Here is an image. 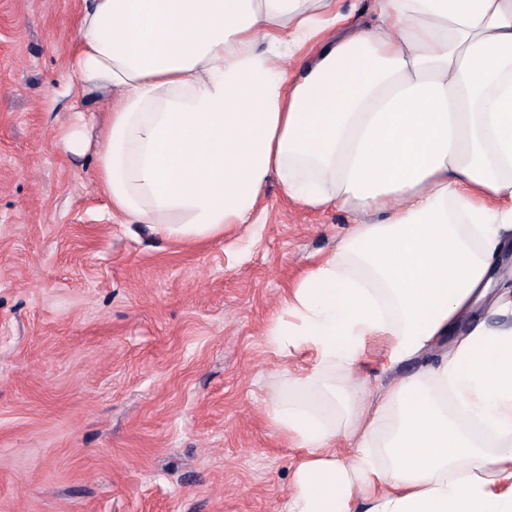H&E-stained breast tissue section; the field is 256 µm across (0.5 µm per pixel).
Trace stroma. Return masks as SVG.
I'll use <instances>...</instances> for the list:
<instances>
[{
	"instance_id": "obj_1",
	"label": "stroma",
	"mask_w": 512,
	"mask_h": 512,
	"mask_svg": "<svg viewBox=\"0 0 512 512\" xmlns=\"http://www.w3.org/2000/svg\"><path fill=\"white\" fill-rule=\"evenodd\" d=\"M79 10L0 0V512H281L300 452L267 419L264 331L353 215L273 178L217 238L109 222L92 154L57 143Z\"/></svg>"
}]
</instances>
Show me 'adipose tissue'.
<instances>
[{"instance_id":"1","label":"adipose tissue","mask_w":512,"mask_h":512,"mask_svg":"<svg viewBox=\"0 0 512 512\" xmlns=\"http://www.w3.org/2000/svg\"><path fill=\"white\" fill-rule=\"evenodd\" d=\"M376 12L354 30L339 0H82L61 94L105 114L60 142L93 154L109 219L167 239L253 223L273 176L353 213L266 330L280 365L313 362L267 410L303 452L282 512H512V0ZM284 44L314 51L293 77ZM443 343L380 388L336 380Z\"/></svg>"}]
</instances>
